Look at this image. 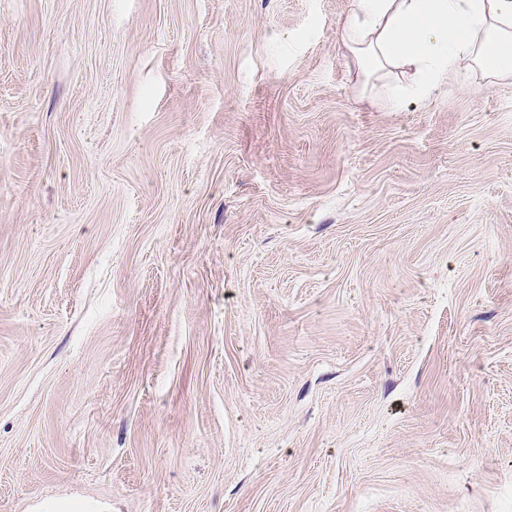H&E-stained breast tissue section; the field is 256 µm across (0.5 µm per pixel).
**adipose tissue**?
<instances>
[{
  "label": "adipose tissue",
  "instance_id": "ef3b65f1",
  "mask_svg": "<svg viewBox=\"0 0 512 512\" xmlns=\"http://www.w3.org/2000/svg\"><path fill=\"white\" fill-rule=\"evenodd\" d=\"M338 42L362 87L396 109L442 88L512 79V0H350Z\"/></svg>",
  "mask_w": 512,
  "mask_h": 512
}]
</instances>
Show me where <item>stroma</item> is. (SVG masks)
Listing matches in <instances>:
<instances>
[{"instance_id":"1","label":"stroma","mask_w":512,"mask_h":512,"mask_svg":"<svg viewBox=\"0 0 512 512\" xmlns=\"http://www.w3.org/2000/svg\"><path fill=\"white\" fill-rule=\"evenodd\" d=\"M348 8L0 0V512H512V84ZM337 37L360 85L386 88L378 101L389 109L448 84L470 93L468 73L487 88L512 79V0H350Z\"/></svg>"}]
</instances>
